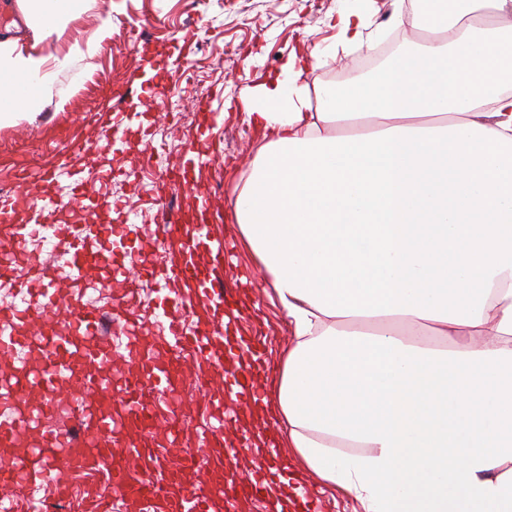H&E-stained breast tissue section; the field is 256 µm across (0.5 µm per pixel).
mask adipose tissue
<instances>
[{"label": "adipose tissue", "instance_id": "adipose-tissue-1", "mask_svg": "<svg viewBox=\"0 0 512 512\" xmlns=\"http://www.w3.org/2000/svg\"><path fill=\"white\" fill-rule=\"evenodd\" d=\"M0 124L112 29L48 59L87 0H17ZM379 69L311 95L294 50L245 104L235 220L292 329L288 445L364 512H512V0H426Z\"/></svg>", "mask_w": 512, "mask_h": 512}]
</instances>
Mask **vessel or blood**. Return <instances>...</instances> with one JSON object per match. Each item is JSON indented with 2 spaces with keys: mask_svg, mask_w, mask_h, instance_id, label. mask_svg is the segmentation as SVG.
<instances>
[{
  "mask_svg": "<svg viewBox=\"0 0 512 512\" xmlns=\"http://www.w3.org/2000/svg\"><path fill=\"white\" fill-rule=\"evenodd\" d=\"M66 195L58 174L46 172L15 194L0 197V227L8 230L11 241L10 248L0 251V279L11 282L18 297L17 304L0 310V360L14 359L22 347L34 357L33 366L0 376V494L8 495L19 481H53L65 469L92 470L105 474L125 512H229L268 486L287 481L288 467L276 449H267L263 460L255 462L224 436L226 425L241 419L239 412L227 411V402H245L254 413L262 409L264 398L253 373L262 357L258 340L244 343L224 333L225 321L239 317L244 303L236 289L224 287L197 261L210 242L207 222H199L189 235L181 217H166L169 258L163 264L142 249L127 251L115 281L125 285L135 276L167 284L158 307L169 334L156 341L132 317L126 343L116 350L101 336V317L84 307L77 284L103 261L85 251L86 235L109 243L125 239L126 226L78 224L55 239V248L71 257L68 275L74 287L68 292L57 287L53 267L22 268L16 263L19 245L50 225ZM26 201L32 202L33 214L28 222L15 223L14 212ZM179 281L198 285L199 301L183 298L175 287ZM200 302L208 305L213 325L184 333L182 316L194 314ZM33 319L57 321L59 329L50 336L20 334L19 325ZM190 363L221 368L224 378L216 388L208 379L200 380L213 426L208 436L187 448L179 420L186 409L181 387ZM119 380L124 383V410L116 415L112 387ZM63 382L71 387L76 427L94 431L95 439L77 440L67 431L42 429V419L60 406L56 390ZM159 393L170 399L168 414L156 410ZM175 447L182 450L178 462L155 477L154 449ZM228 459L235 461V468L224 469Z\"/></svg>",
  "mask_w": 512,
  "mask_h": 512,
  "instance_id": "vessel-or-blood-1",
  "label": "vessel or blood"
}]
</instances>
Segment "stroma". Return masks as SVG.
<instances>
[{"label":"stroma","instance_id":"stroma-1","mask_svg":"<svg viewBox=\"0 0 512 512\" xmlns=\"http://www.w3.org/2000/svg\"><path fill=\"white\" fill-rule=\"evenodd\" d=\"M346 7L345 0H90L84 13L67 21L60 36L39 43V50L49 57L63 53L73 39L91 37L99 16L107 12L112 34L94 57L56 75L43 92L42 112L0 125V189H13L15 173L37 177L59 166L73 145L86 146L85 176L94 178L106 170L110 177L101 182L94 203L71 200L67 210L56 214V225L82 223L88 214L96 223L113 225L125 208L138 214L131 238L162 257L167 249L152 215L169 207L192 225L198 213L188 188L159 195L153 171L182 164L194 137L209 131L214 150L195 175L213 202L208 222L214 247L227 262L224 276L241 280V296L251 304L238 328L245 336L259 331L266 362L280 370L291 331L269 298L266 271L243 247L232 217L237 189L258 147L239 109L240 98L255 71L277 73L291 50L302 44L328 56L325 64L303 74L310 90L325 87L346 70L361 69L365 55L338 52V31L329 22ZM160 61L165 64L161 70L156 67ZM160 81L170 88L163 109L149 97ZM106 106L112 109L108 128L97 122ZM145 154L154 155L153 170H135ZM109 279V266H101L84 286V303L106 312L104 336L117 343L127 309L113 303ZM297 475L304 496L319 500L322 512H362L359 502L340 488L316 485L302 468Z\"/></svg>","mask_w":512,"mask_h":512}]
</instances>
